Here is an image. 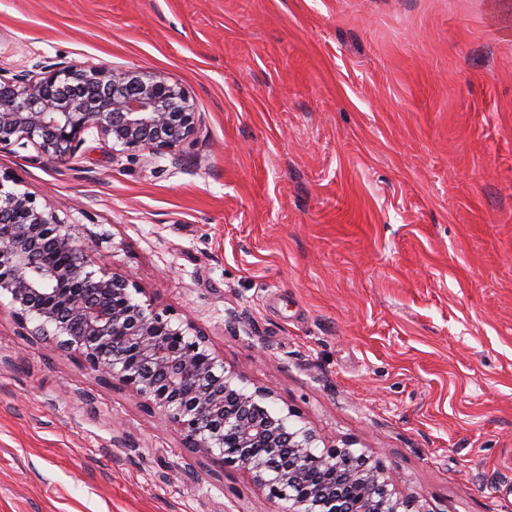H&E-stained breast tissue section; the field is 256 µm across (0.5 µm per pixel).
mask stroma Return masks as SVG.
<instances>
[{"mask_svg": "<svg viewBox=\"0 0 512 512\" xmlns=\"http://www.w3.org/2000/svg\"><path fill=\"white\" fill-rule=\"evenodd\" d=\"M157 72L176 154L0 150L96 276L352 441L416 512H512V0H0V76ZM0 297V512H288Z\"/></svg>", "mask_w": 512, "mask_h": 512, "instance_id": "1", "label": "stroma"}]
</instances>
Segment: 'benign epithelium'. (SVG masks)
Masks as SVG:
<instances>
[{
  "instance_id": "1",
  "label": "benign epithelium",
  "mask_w": 512,
  "mask_h": 512,
  "mask_svg": "<svg viewBox=\"0 0 512 512\" xmlns=\"http://www.w3.org/2000/svg\"><path fill=\"white\" fill-rule=\"evenodd\" d=\"M199 113L162 74L74 64L0 78V148L25 141L50 163L72 160L94 130L111 149L163 154L194 139ZM129 276L95 277L50 204L0 177V295L29 332L82 355L145 398L189 446L247 470L289 512H411L383 466L352 442L320 437L274 411L270 391L242 385L193 333L137 301Z\"/></svg>"
}]
</instances>
